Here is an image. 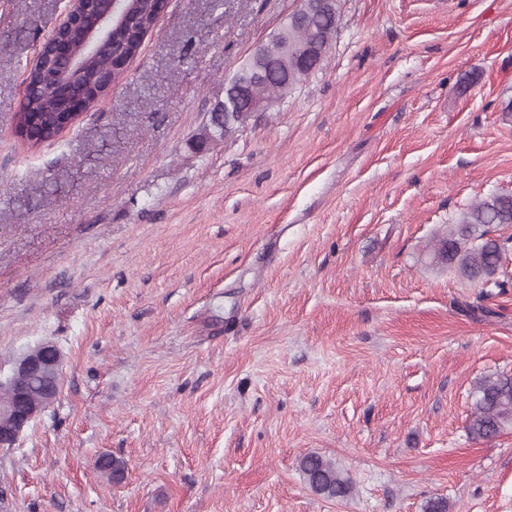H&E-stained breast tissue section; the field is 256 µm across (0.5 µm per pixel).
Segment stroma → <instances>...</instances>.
I'll use <instances>...</instances> for the list:
<instances>
[{
	"label": "stroma",
	"instance_id": "1",
	"mask_svg": "<svg viewBox=\"0 0 512 512\" xmlns=\"http://www.w3.org/2000/svg\"><path fill=\"white\" fill-rule=\"evenodd\" d=\"M66 4L0 0V371L62 355L0 448V512H512V429L468 432L476 382L512 374V253L488 281L433 260L512 194V0H338L322 66L202 149L299 0H170L34 147L14 115ZM57 395L56 387L49 389V395L45 401L48 403L43 409L51 404ZM42 409V410H43ZM39 406H32L26 408L24 411L16 412L12 417L9 418L2 426L0 424V447L1 448H12L17 442L20 434L32 422L38 414L42 411H38ZM299 468L312 491L323 497L343 499L352 491L350 478L344 476L326 457L316 453L306 454L301 457Z\"/></svg>",
	"mask_w": 512,
	"mask_h": 512
}]
</instances>
